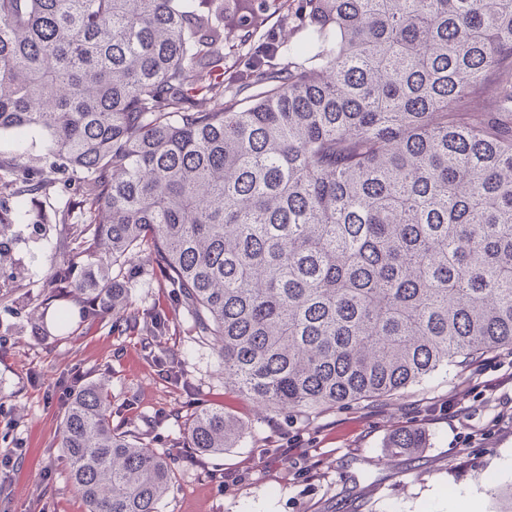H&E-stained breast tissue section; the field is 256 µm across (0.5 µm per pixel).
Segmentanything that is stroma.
Listing matches in <instances>:
<instances>
[{
  "mask_svg": "<svg viewBox=\"0 0 512 512\" xmlns=\"http://www.w3.org/2000/svg\"><path fill=\"white\" fill-rule=\"evenodd\" d=\"M48 169L39 134L0 137V167L15 148ZM37 201L0 182V207L11 210V276L0 277V512H85L69 485L58 446L61 393L107 379L112 424L143 434L177 471L161 512H499L492 486L512 484V425L497 413L487 384L512 371V352L489 354L464 370L435 375L422 389L315 413L278 414L224 383L216 349L196 340L178 289L145 273L144 259L125 271L138 330L114 332L112 317L83 318V302L50 297L51 263L79 251L78 210L68 207L80 182L66 172ZM68 309V324L55 315ZM224 408L248 423L239 447L202 456L184 447V424L197 406ZM401 428L424 446L396 454Z\"/></svg>",
  "mask_w": 512,
  "mask_h": 512,
  "instance_id": "stroma-1",
  "label": "stroma"
}]
</instances>
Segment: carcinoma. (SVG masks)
Instances as JSON below:
<instances>
[{
	"instance_id": "obj_1",
	"label": "carcinoma",
	"mask_w": 512,
	"mask_h": 512,
	"mask_svg": "<svg viewBox=\"0 0 512 512\" xmlns=\"http://www.w3.org/2000/svg\"><path fill=\"white\" fill-rule=\"evenodd\" d=\"M292 21L301 42L267 40ZM30 129L82 174L56 288L134 329L122 269L145 256L229 386L273 412L512 349V0H0V134ZM8 175L47 184L20 152ZM247 430L200 407L186 445L222 454ZM59 447L87 512H160L176 480L112 426L102 380L68 401Z\"/></svg>"
}]
</instances>
